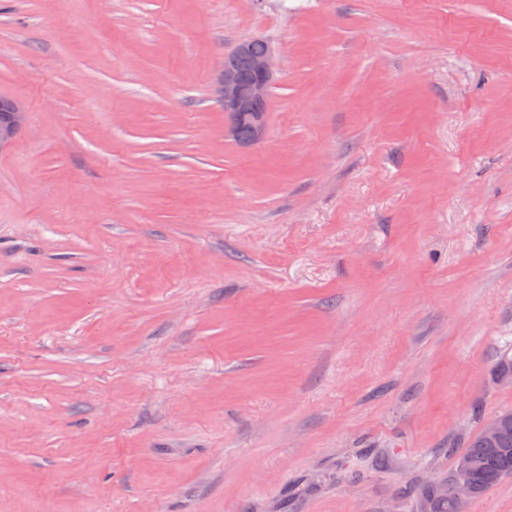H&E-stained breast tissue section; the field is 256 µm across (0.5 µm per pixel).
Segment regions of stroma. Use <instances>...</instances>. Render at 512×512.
Masks as SVG:
<instances>
[{"instance_id":"obj_1","label":"stroma","mask_w":512,"mask_h":512,"mask_svg":"<svg viewBox=\"0 0 512 512\" xmlns=\"http://www.w3.org/2000/svg\"><path fill=\"white\" fill-rule=\"evenodd\" d=\"M0 93V512H430L512 410V0H0ZM254 41L255 39H248L241 42L238 49L236 47L229 54L233 56H225L214 74L213 81L215 97L231 119L228 133L237 140L241 124L249 123L252 127L251 140L242 143L244 146L260 143L265 135L267 115L264 112H269L270 89L277 75L276 57L272 46L268 44L265 47L267 42L262 39ZM249 47L250 53L240 55L238 58L239 75L234 54L245 52ZM262 52L263 54L254 61L252 78V58ZM240 76L245 84L252 78L248 87L243 86ZM260 102L266 103L264 110L257 108ZM4 99L5 105L1 113H4L0 119V154L10 151L17 140L19 131L27 122L28 109L26 104L12 96L0 95V101Z\"/></svg>"}]
</instances>
